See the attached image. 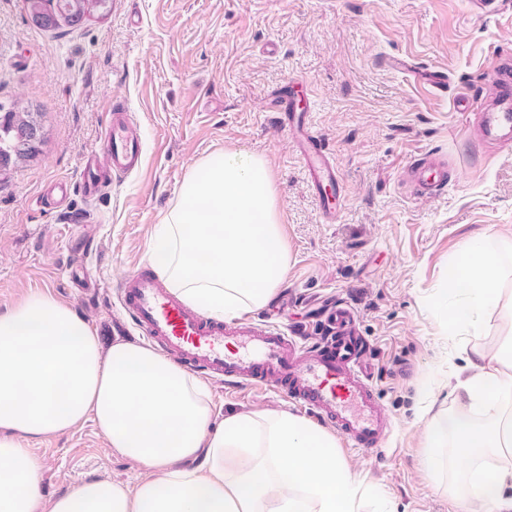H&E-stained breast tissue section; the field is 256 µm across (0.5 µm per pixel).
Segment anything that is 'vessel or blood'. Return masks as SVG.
<instances>
[{
	"label": "vessel or blood",
	"instance_id": "obj_1",
	"mask_svg": "<svg viewBox=\"0 0 512 512\" xmlns=\"http://www.w3.org/2000/svg\"><path fill=\"white\" fill-rule=\"evenodd\" d=\"M483 84L486 98L499 100L501 111L512 110V87L502 66L487 69ZM305 101L303 86L291 81L276 96L274 107L318 194L322 216L332 224L341 196L340 175L310 126ZM141 156L142 143L128 113L116 110L100 150L84 152L82 160L85 170L125 176L138 169ZM445 171L441 161L427 156L407 167L405 177L418 192L430 195L445 185ZM119 298L142 335L190 370L231 385L275 389L330 423L356 450L384 441L388 419L365 360L367 341L356 331L350 309L331 308L325 336L309 344L276 328L205 318L142 268L121 281Z\"/></svg>",
	"mask_w": 512,
	"mask_h": 512
}]
</instances>
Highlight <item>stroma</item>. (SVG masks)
<instances>
[{
	"instance_id": "35a3bbf8",
	"label": "stroma",
	"mask_w": 512,
	"mask_h": 512,
	"mask_svg": "<svg viewBox=\"0 0 512 512\" xmlns=\"http://www.w3.org/2000/svg\"><path fill=\"white\" fill-rule=\"evenodd\" d=\"M512 55V0H109L91 21L49 33L23 0H0V101L42 115L33 161L0 172V310L41 291L82 315L102 341L126 314L117 296L152 268L150 238L186 178L224 152L262 157L271 172L288 271L249 319L318 337L330 303L347 304L371 344L368 363L390 420L374 451L337 450L360 480L359 512H459L450 478L426 466L427 391L455 413L448 383L476 350L495 351L512 316L449 334L437 300L449 261L480 232L512 238V136L475 135L454 107L481 95L498 53ZM409 69L391 67V58ZM447 75L435 88L414 70ZM308 83L312 128L341 172L343 210L325 223L302 161L272 106L288 80ZM125 108L143 143L139 170L95 201H48L79 183L83 152ZM446 158L448 185L415 193L413 161ZM213 424L230 412L292 406L272 389L208 380ZM44 500L90 479L136 485L144 464L112 453L87 421L33 445Z\"/></svg>"
}]
</instances>
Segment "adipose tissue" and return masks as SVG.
<instances>
[{
  "instance_id": "obj_1",
  "label": "adipose tissue",
  "mask_w": 512,
  "mask_h": 512,
  "mask_svg": "<svg viewBox=\"0 0 512 512\" xmlns=\"http://www.w3.org/2000/svg\"><path fill=\"white\" fill-rule=\"evenodd\" d=\"M501 263V247L481 234L449 264L440 302L449 330L512 309ZM506 348L475 351L455 387V424L436 415L426 430L432 473L445 449L465 464L461 512H512V338ZM486 408L495 416L475 423L472 413ZM87 420L153 476L133 487L89 480L42 509L31 445ZM361 490L335 436L304 418L231 413L213 425L207 386L152 347L103 345L44 292L0 312V512H356Z\"/></svg>"
}]
</instances>
